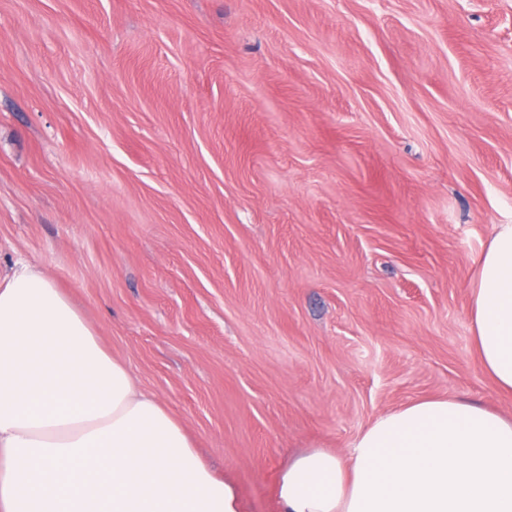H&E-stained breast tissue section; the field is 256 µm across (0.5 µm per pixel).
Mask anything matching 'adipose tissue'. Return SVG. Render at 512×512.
Here are the masks:
<instances>
[{
    "label": "adipose tissue",
    "instance_id": "ef3b65f1",
    "mask_svg": "<svg viewBox=\"0 0 512 512\" xmlns=\"http://www.w3.org/2000/svg\"><path fill=\"white\" fill-rule=\"evenodd\" d=\"M469 313L481 366L512 393V224L478 261ZM282 512H512V418L451 396L379 416L348 459L284 469ZM181 422L101 345L39 267L0 271V512H239Z\"/></svg>",
    "mask_w": 512,
    "mask_h": 512
}]
</instances>
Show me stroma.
<instances>
[{
  "label": "stroma",
  "mask_w": 512,
  "mask_h": 512,
  "mask_svg": "<svg viewBox=\"0 0 512 512\" xmlns=\"http://www.w3.org/2000/svg\"><path fill=\"white\" fill-rule=\"evenodd\" d=\"M512 224V0H0V268L39 265L238 488L458 396Z\"/></svg>",
  "instance_id": "obj_1"
}]
</instances>
